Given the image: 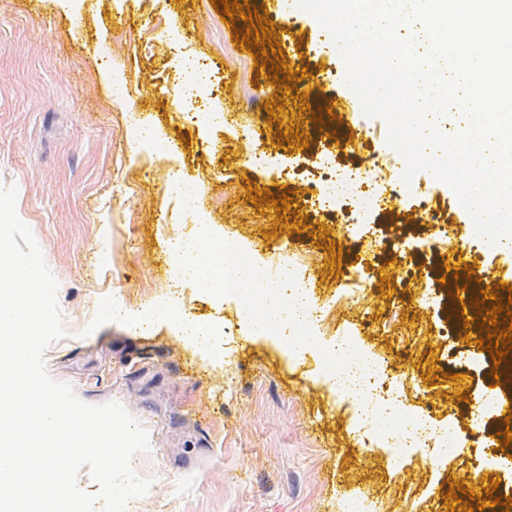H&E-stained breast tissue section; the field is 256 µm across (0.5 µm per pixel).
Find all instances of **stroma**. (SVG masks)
<instances>
[{
	"label": "stroma",
	"instance_id": "35a3bbf8",
	"mask_svg": "<svg viewBox=\"0 0 512 512\" xmlns=\"http://www.w3.org/2000/svg\"><path fill=\"white\" fill-rule=\"evenodd\" d=\"M293 26L278 33L275 61L313 63L334 113L308 87L272 79L265 56L239 43L246 23L223 20L210 0H0V187L18 190L17 214L58 282L67 332L48 347L47 370L85 403L121 404L147 431L150 447L131 465L152 484L126 512H341L354 499L374 512H467L494 478L495 497L506 500L512 469L478 455L488 440L504 449L501 426L492 419L475 433L465 405L494 387V361L478 325L448 314L452 304L474 310L478 297L450 291L439 233L472 218L426 171L355 221L351 202L310 205L324 151L360 165L386 193L406 162L388 145L385 122L365 116L342 82L345 64L327 31L300 9ZM187 58L216 73L207 105L223 123L184 112ZM103 67L114 80L100 78ZM340 121L356 131V149L337 142ZM255 149L266 153L264 167L250 164ZM174 170L185 173L187 192L171 182ZM285 193L283 213L272 202ZM422 193L445 223L388 222L389 213L416 211ZM213 228L251 243L267 265L301 260L323 315L301 357L252 338L236 297L209 287L186 289L175 312L140 325L101 313L112 296L130 313L156 309L173 282L171 242ZM333 245L341 258L331 257ZM466 266L512 284V241L482 243ZM183 316L231 331L223 357L179 339ZM342 336L383 366L386 386L429 429L455 424L454 453L416 444L395 459L382 440L360 441L354 400L319 364ZM469 478L475 493L449 506L450 485Z\"/></svg>",
	"mask_w": 512,
	"mask_h": 512
}]
</instances>
